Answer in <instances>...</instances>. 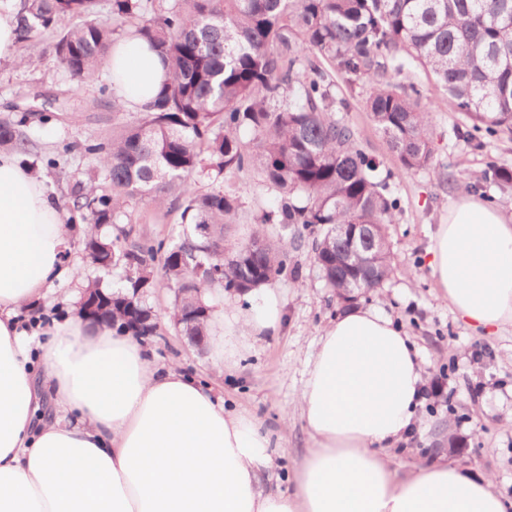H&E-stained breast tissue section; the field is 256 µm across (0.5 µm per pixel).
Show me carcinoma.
<instances>
[{"instance_id":"carcinoma-1","label":"carcinoma","mask_w":512,"mask_h":512,"mask_svg":"<svg viewBox=\"0 0 512 512\" xmlns=\"http://www.w3.org/2000/svg\"><path fill=\"white\" fill-rule=\"evenodd\" d=\"M132 20L167 64V79L134 120L89 148L112 194L80 182L71 189L74 208L92 224L85 244L100 268L131 271L129 290L110 291L115 298L135 300L139 289L160 286L153 266L160 252L168 283L195 289L204 304L216 284L198 272L203 266L224 263L225 282L246 283L242 295L288 275L282 240L256 230L228 237L241 206L231 179L249 167L280 194L261 223L280 225L294 244L312 237L314 263L338 299L354 303L347 296L354 283L363 293L382 286L397 202L352 127L336 117L347 104L331 94L320 58L348 83L367 86L363 105L406 172L434 166L431 119L420 90L392 82V72L430 73L473 130L512 135V0H180L167 9L112 0L106 19L97 0H25L18 36L56 32L57 62L85 81L107 67L114 35ZM23 123L0 119V149L27 151ZM200 173L212 178L205 190L196 188ZM488 179L512 187L508 169L484 173L473 186ZM134 196L157 208L174 199L183 227L177 239L126 248L102 236ZM338 224H366L380 244L362 253L363 267L346 263ZM260 237L263 252L243 253Z\"/></svg>"}]
</instances>
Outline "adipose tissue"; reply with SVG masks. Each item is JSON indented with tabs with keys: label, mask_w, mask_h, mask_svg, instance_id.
<instances>
[{
	"label": "adipose tissue",
	"mask_w": 512,
	"mask_h": 512,
	"mask_svg": "<svg viewBox=\"0 0 512 512\" xmlns=\"http://www.w3.org/2000/svg\"><path fill=\"white\" fill-rule=\"evenodd\" d=\"M109 73L126 107L167 78L125 37ZM66 214L15 152H0V512H507L492 475L443 458L396 466L385 450L416 422L425 375L409 336L372 309L323 330L299 396L309 446L288 490L265 487L267 430L211 382L157 367L139 340L87 322H26L67 269ZM443 297L476 334L512 327V220L460 198L426 251ZM279 297L225 301L207 329L217 371L276 334ZM50 411H42L43 400Z\"/></svg>",
	"instance_id": "ef3b65f1"
}]
</instances>
